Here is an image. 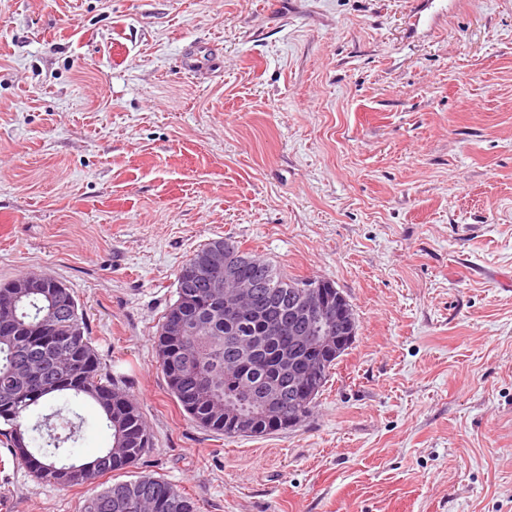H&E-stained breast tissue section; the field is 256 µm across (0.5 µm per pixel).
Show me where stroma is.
<instances>
[{
	"mask_svg": "<svg viewBox=\"0 0 512 512\" xmlns=\"http://www.w3.org/2000/svg\"><path fill=\"white\" fill-rule=\"evenodd\" d=\"M217 237L355 312L296 427L227 438L167 389L157 326ZM30 272L198 512H512V0H0V282ZM64 405L74 457L109 447ZM89 494L0 443V512Z\"/></svg>",
	"mask_w": 512,
	"mask_h": 512,
	"instance_id": "obj_1",
	"label": "stroma"
}]
</instances>
